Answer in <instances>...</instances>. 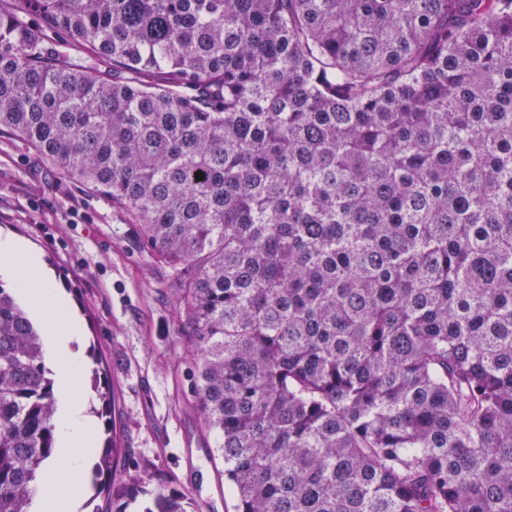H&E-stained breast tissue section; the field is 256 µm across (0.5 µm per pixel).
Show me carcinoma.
I'll return each mask as SVG.
<instances>
[{
  "instance_id": "1",
  "label": "carcinoma",
  "mask_w": 512,
  "mask_h": 512,
  "mask_svg": "<svg viewBox=\"0 0 512 512\" xmlns=\"http://www.w3.org/2000/svg\"><path fill=\"white\" fill-rule=\"evenodd\" d=\"M0 134L174 269L235 512H512V0H12ZM43 336L0 284V512L56 450ZM121 458L96 512H202ZM43 29L47 47L52 54H59L67 62L77 64L92 71L103 72L109 69L108 63L98 60L87 51L75 46L63 35L47 28Z\"/></svg>"
}]
</instances>
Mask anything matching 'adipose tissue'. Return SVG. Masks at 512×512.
<instances>
[{
    "label": "adipose tissue",
    "instance_id": "ef3b65f1",
    "mask_svg": "<svg viewBox=\"0 0 512 512\" xmlns=\"http://www.w3.org/2000/svg\"><path fill=\"white\" fill-rule=\"evenodd\" d=\"M0 278L46 325V359L55 374L57 411L54 435L58 451L42 471L36 512H73L81 501L79 478L98 444V426L89 412L85 386L87 360L69 301L27 242L0 235Z\"/></svg>",
    "mask_w": 512,
    "mask_h": 512
}]
</instances>
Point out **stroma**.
Listing matches in <instances>:
<instances>
[{
	"label": "stroma",
	"instance_id": "obj_1",
	"mask_svg": "<svg viewBox=\"0 0 512 512\" xmlns=\"http://www.w3.org/2000/svg\"><path fill=\"white\" fill-rule=\"evenodd\" d=\"M0 233L39 252L63 288L114 396L124 478L156 477L203 512H235L217 438L191 396L197 360L179 317L182 290L142 245L138 225L92 191L0 135Z\"/></svg>",
	"mask_w": 512,
	"mask_h": 512
}]
</instances>
